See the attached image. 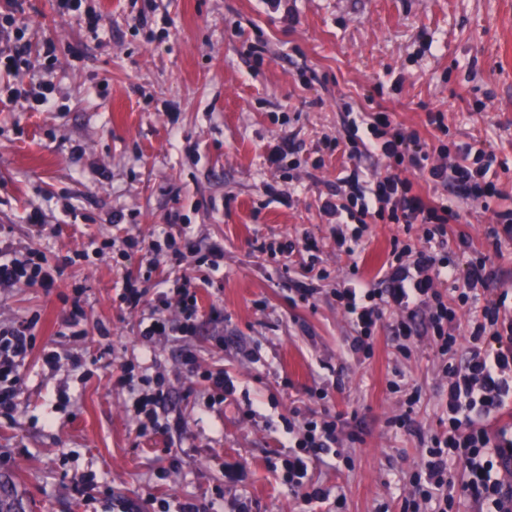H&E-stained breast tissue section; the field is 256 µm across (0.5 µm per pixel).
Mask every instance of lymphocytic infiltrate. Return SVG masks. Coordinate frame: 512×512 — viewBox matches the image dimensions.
Here are the masks:
<instances>
[{"label": "lymphocytic infiltrate", "instance_id": "lymphocytic-infiltrate-1", "mask_svg": "<svg viewBox=\"0 0 512 512\" xmlns=\"http://www.w3.org/2000/svg\"><path fill=\"white\" fill-rule=\"evenodd\" d=\"M22 10L23 0H0V69L14 76L12 84L0 89V98L10 103L24 100L39 111L50 107L54 87L48 82L34 85L24 81L33 48L16 25V15ZM348 140L351 147L346 151L341 150L339 140L322 142L327 154L338 152L345 160L335 193L321 204L324 215L336 224L337 245L348 255H357L364 229L370 224H399L408 232L418 224L424 228L419 246H392L375 280L355 278L336 289V301L356 331L351 349L372 353L374 333L385 318H392L395 335L407 336L412 324L422 317L428 322L432 344L442 361L441 371L448 380L440 397L439 429L420 439V464L401 512H448L454 500L448 491V463L452 460L464 468L461 494L476 504V512H512V486L503 479L512 471V317L506 314L505 298L488 302L481 312L482 323L470 332V346L461 348L459 336L448 328L456 311L434 282L448 281L458 302L465 304L473 300L477 285L492 281L493 269L483 262L460 268L455 253L447 249L448 227L459 222L458 209L447 197L416 192L402 173L413 170L428 184L455 183L467 198L494 197L496 185L486 171L473 172L469 145H457L454 166L435 163V144L417 131L399 127L386 112L360 115ZM366 151L389 162L388 174L373 184L361 182L358 172ZM349 220L355 227L347 235L342 225ZM125 246L139 254L141 265L150 272L164 262L182 265L188 249L184 232L170 229L147 242L126 241ZM195 281V275H183L150 300L141 278L127 275L118 299L130 309L149 303V322L140 331L142 339L187 337L195 332L199 311ZM55 282V269L42 253L31 250L21 257L10 246L0 247V288H50ZM173 307L178 318L171 322L166 313ZM32 328L28 320L0 326V410L15 407L17 391L8 380L18 375L33 348ZM456 354L461 357L457 363L452 360ZM142 382L144 388L133 407L136 433L144 437L163 432L157 408L167 392L150 377H143ZM339 427L335 416L307 420L294 451L288 454V485L300 492L305 502L328 498L321 487L304 485L303 480L310 463L335 447Z\"/></svg>", "mask_w": 512, "mask_h": 512}]
</instances>
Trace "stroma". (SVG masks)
<instances>
[{
  "label": "stroma",
  "mask_w": 512,
  "mask_h": 512,
  "mask_svg": "<svg viewBox=\"0 0 512 512\" xmlns=\"http://www.w3.org/2000/svg\"><path fill=\"white\" fill-rule=\"evenodd\" d=\"M25 0L30 42L51 38L55 61L32 58L30 77L55 87L52 111L0 107V225L18 249H37L63 273L48 289L0 292V324L34 320L16 407L0 415V479L18 486L26 512H177L224 501L223 512H326L288 487L289 425L340 416L337 454L307 481L342 512H400L435 432L446 387L424 322L409 336L375 333L363 359L333 292L352 266L373 277L402 230L373 224L358 257L339 252L320 200L342 161L321 138L344 134L347 109L383 110L432 140L479 142L507 163L499 190L469 200L449 238L466 235L460 265L488 260L496 276L480 300L512 295V239L488 238L491 213L512 207V0ZM101 14L90 31L86 8ZM287 144L280 171L268 146ZM277 181L289 194L263 193ZM39 212L43 233L25 224ZM178 214L192 246L213 244L224 265L200 288L194 336L143 344L142 310L120 305L138 255L105 240L150 238ZM292 240L272 258L261 242ZM327 270L314 305L300 301L309 264ZM82 288L87 337L65 333L64 298ZM224 370L228 401L205 409V386L184 363ZM60 357L58 368L42 362ZM146 364L169 396L165 433L136 435L133 396L114 383L122 363ZM329 390L319 399L317 388ZM83 480L86 495L73 486Z\"/></svg>",
  "instance_id": "obj_1"
}]
</instances>
